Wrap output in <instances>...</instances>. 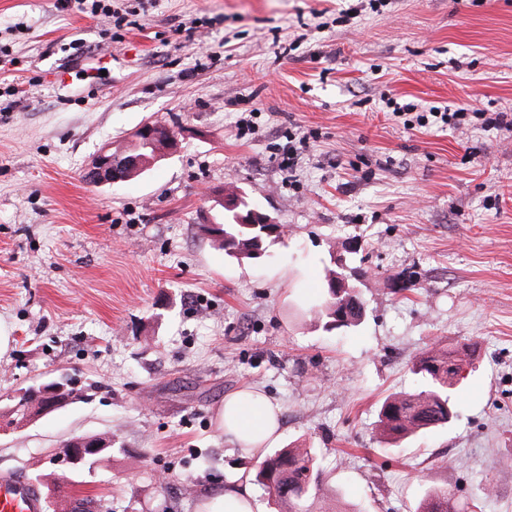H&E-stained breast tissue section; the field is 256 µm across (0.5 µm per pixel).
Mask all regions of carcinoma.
<instances>
[{"label":"carcinoma","mask_w":512,"mask_h":512,"mask_svg":"<svg viewBox=\"0 0 512 512\" xmlns=\"http://www.w3.org/2000/svg\"><path fill=\"white\" fill-rule=\"evenodd\" d=\"M266 229V224L240 223L237 211L226 208L222 219L211 223L209 233L226 255L248 260L287 234L284 227L273 236ZM358 298L360 293L355 286L338 300L325 296L314 307V316L324 322L327 330L336 328L340 314L355 326L359 319L349 306ZM466 362L458 351L446 349L433 350L413 362L411 372L419 379L422 389L416 394H392L379 408L377 428L388 445L397 446L405 439L446 426L455 419L451 392ZM41 410V385H31L27 396L11 405L7 424L18 426L39 415ZM254 482L281 512H335L334 504L324 495L321 463L313 448L290 446L273 450L259 465ZM418 512H459V509L449 491L429 488Z\"/></svg>","instance_id":"carcinoma-1"}]
</instances>
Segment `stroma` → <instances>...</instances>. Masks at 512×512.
Instances as JSON below:
<instances>
[{
  "label": "stroma",
  "mask_w": 512,
  "mask_h": 512,
  "mask_svg": "<svg viewBox=\"0 0 512 512\" xmlns=\"http://www.w3.org/2000/svg\"><path fill=\"white\" fill-rule=\"evenodd\" d=\"M111 4L107 19L0 0V395L60 376L84 394L0 429V471L91 512H195L257 466L215 425L251 385L281 408L279 446L316 448L349 512H416L430 485L461 512H512V128L408 129L387 105L512 115V0ZM147 122L178 148L125 182L84 180ZM230 182L288 228L261 258L202 228ZM349 243L365 316L328 331L311 309ZM468 343L455 421L383 449L379 407L418 390L413 361ZM82 435L112 446L54 471Z\"/></svg>",
  "instance_id": "obj_1"
}]
</instances>
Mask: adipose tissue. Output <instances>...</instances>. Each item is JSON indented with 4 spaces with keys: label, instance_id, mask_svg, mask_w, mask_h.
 I'll return each mask as SVG.
<instances>
[{
    "label": "adipose tissue",
    "instance_id": "adipose-tissue-1",
    "mask_svg": "<svg viewBox=\"0 0 512 512\" xmlns=\"http://www.w3.org/2000/svg\"><path fill=\"white\" fill-rule=\"evenodd\" d=\"M216 422L233 444L257 458L281 435L277 407L248 388L225 397L216 410ZM196 512H257V506L242 476L202 499Z\"/></svg>",
    "mask_w": 512,
    "mask_h": 512
}]
</instances>
